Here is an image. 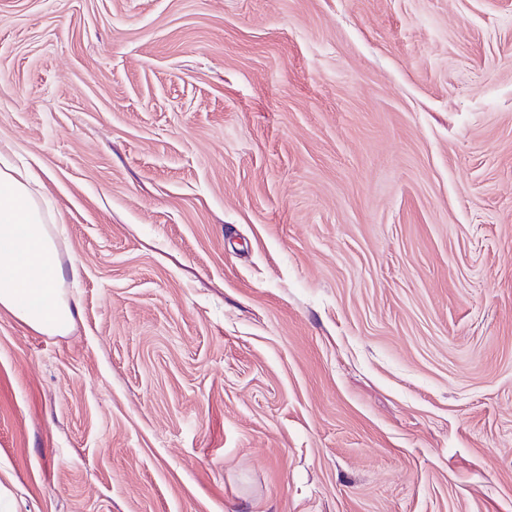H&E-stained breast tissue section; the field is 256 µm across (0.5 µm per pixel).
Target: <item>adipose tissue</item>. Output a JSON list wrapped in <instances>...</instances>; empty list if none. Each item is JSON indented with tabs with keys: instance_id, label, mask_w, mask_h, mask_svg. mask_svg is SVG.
<instances>
[{
	"instance_id": "1",
	"label": "adipose tissue",
	"mask_w": 512,
	"mask_h": 512,
	"mask_svg": "<svg viewBox=\"0 0 512 512\" xmlns=\"http://www.w3.org/2000/svg\"><path fill=\"white\" fill-rule=\"evenodd\" d=\"M41 177L0 152V310L29 328L64 333L74 321L62 289L53 206Z\"/></svg>"
}]
</instances>
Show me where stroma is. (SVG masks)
Segmentation results:
<instances>
[{"mask_svg":"<svg viewBox=\"0 0 512 512\" xmlns=\"http://www.w3.org/2000/svg\"><path fill=\"white\" fill-rule=\"evenodd\" d=\"M1 149L0 512H512V0H0ZM40 182L36 170L0 152V310L33 330L61 334L74 314L62 290L53 206Z\"/></svg>","mask_w":512,"mask_h":512,"instance_id":"stroma-1","label":"stroma"}]
</instances>
